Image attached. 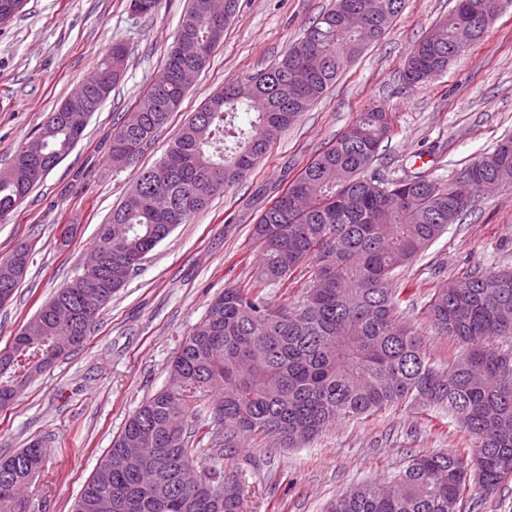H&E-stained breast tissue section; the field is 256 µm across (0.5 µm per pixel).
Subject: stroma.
Wrapping results in <instances>:
<instances>
[{"label":"stroma","instance_id":"stroma-1","mask_svg":"<svg viewBox=\"0 0 512 512\" xmlns=\"http://www.w3.org/2000/svg\"><path fill=\"white\" fill-rule=\"evenodd\" d=\"M332 3L239 0L209 65L135 168L112 165L111 134L161 75L189 0H161L158 13L148 17L133 13L129 0H25L14 18L0 24V170L81 87L112 44L128 48L125 75L90 118L83 139L0 221V258L22 243L33 258L12 302L0 306V349L72 279L139 168L163 156L191 113L225 85L268 68ZM455 4L406 0L383 37L250 175L145 255L84 347L59 359L0 410V455L36 438L46 444L44 470L28 488L33 512H70L128 417L168 385L170 361L211 299L254 276L260 252L251 227L261 205L259 189L284 188L359 112L376 105L390 112L393 126L376 167L393 176L420 169L451 185L460 168L512 136V0L483 40L447 72L412 88L400 78L407 53ZM477 268H512V183L477 197L464 223L449 225L402 274L408 300L400 314L421 335L437 368H447L457 347L434 335L421 308L431 290ZM465 446L447 410L413 403L331 424L295 448L254 441L234 460L244 475V512H325L331 499L354 485L387 481L411 455Z\"/></svg>","mask_w":512,"mask_h":512}]
</instances>
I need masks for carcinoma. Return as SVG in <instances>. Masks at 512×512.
<instances>
[{
  "mask_svg": "<svg viewBox=\"0 0 512 512\" xmlns=\"http://www.w3.org/2000/svg\"><path fill=\"white\" fill-rule=\"evenodd\" d=\"M498 0H457L408 54L401 79L429 82L479 42ZM404 0H334L270 68L249 78L256 92L236 84L211 96L183 125L164 157L139 173L125 202L100 225L92 251L98 269L78 273L32 319L35 332H18L0 350V410L14 404L16 388L83 346L112 295L124 287L143 257L179 224L208 207L210 198L246 177L278 137L381 38ZM238 9V0H190L177 31L199 49L189 60L203 70ZM127 55L115 43L81 88L50 113L31 138L41 177H30L22 145L0 181V220L44 180L83 137L121 75ZM184 62L167 53L162 75L134 102L112 132L110 157L120 150L139 159L178 111L188 87ZM297 82L285 104L277 85ZM254 114L249 127L240 111ZM388 112H361L336 141L303 166L261 208L252 237L261 261L252 283L224 289L179 344L171 384L144 401L102 456L72 512H243L242 470L224 459L246 442L283 447L309 441L328 425L373 416L423 401L448 409L469 437L466 456L424 453L388 483H360L336 497L328 512H461L465 493L477 499L512 475V270H469L434 292L424 314L437 336L451 338L460 354L448 372L437 371L423 341L398 315L399 270L448 225L467 216L455 207L464 181L489 180L512 170V138L465 167L444 187L426 171L390 177L373 170L391 135ZM32 254L20 244L0 259V290L14 294ZM313 264L305 299L271 309L265 288ZM213 400L207 430L194 424L196 404ZM208 439L211 464L202 467L224 503L196 499L179 469L199 465L197 445ZM46 460L44 441L0 456V512H27L4 486L31 483Z\"/></svg>",
  "mask_w": 512,
  "mask_h": 512,
  "instance_id": "1",
  "label": "carcinoma"
}]
</instances>
